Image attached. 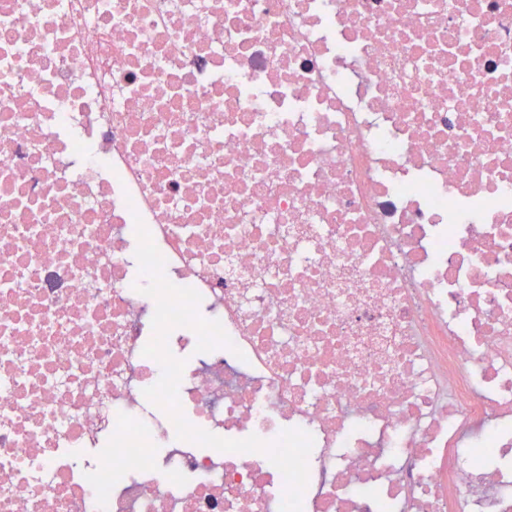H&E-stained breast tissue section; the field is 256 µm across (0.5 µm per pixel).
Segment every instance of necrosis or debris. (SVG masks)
I'll list each match as a JSON object with an SVG mask.
<instances>
[{
	"label": "necrosis or debris",
	"instance_id": "1",
	"mask_svg": "<svg viewBox=\"0 0 512 512\" xmlns=\"http://www.w3.org/2000/svg\"><path fill=\"white\" fill-rule=\"evenodd\" d=\"M512 512V0H0V512Z\"/></svg>",
	"mask_w": 512,
	"mask_h": 512
}]
</instances>
